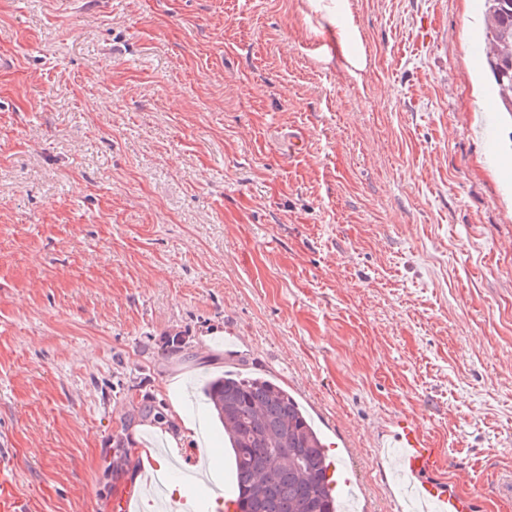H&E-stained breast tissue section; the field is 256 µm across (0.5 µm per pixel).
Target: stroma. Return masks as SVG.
Returning a JSON list of instances; mask_svg holds the SVG:
<instances>
[{
	"mask_svg": "<svg viewBox=\"0 0 512 512\" xmlns=\"http://www.w3.org/2000/svg\"><path fill=\"white\" fill-rule=\"evenodd\" d=\"M482 4L349 0L353 74L314 0H0V461L33 512H107L188 424L233 492L202 392L229 369L296 398L368 512L400 488L399 414L512 512V117Z\"/></svg>",
	"mask_w": 512,
	"mask_h": 512,
	"instance_id": "stroma-1",
	"label": "stroma"
}]
</instances>
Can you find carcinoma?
<instances>
[{
    "instance_id": "obj_1",
    "label": "carcinoma",
    "mask_w": 512,
    "mask_h": 512,
    "mask_svg": "<svg viewBox=\"0 0 512 512\" xmlns=\"http://www.w3.org/2000/svg\"><path fill=\"white\" fill-rule=\"evenodd\" d=\"M487 2V69L500 111L512 114V0ZM203 393L232 448L242 512H336L325 445L285 388L227 374Z\"/></svg>"
}]
</instances>
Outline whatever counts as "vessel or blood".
<instances>
[{
  "label": "vessel or blood",
  "mask_w": 512,
  "mask_h": 512,
  "mask_svg": "<svg viewBox=\"0 0 512 512\" xmlns=\"http://www.w3.org/2000/svg\"><path fill=\"white\" fill-rule=\"evenodd\" d=\"M381 439L396 443L401 450L393 464L409 480V490L417 505L415 512H475L474 499L450 488L447 480L441 477V455L413 418L404 414L393 417L389 426L383 429ZM203 454L200 448L191 451L196 469L188 482L180 512H209L211 492L204 472ZM157 486L155 473L144 474L133 488L113 495L112 512H141L145 489ZM0 512H30L27 501L16 490L14 467L10 464L0 466Z\"/></svg>",
  "instance_id": "obj_1"
}]
</instances>
